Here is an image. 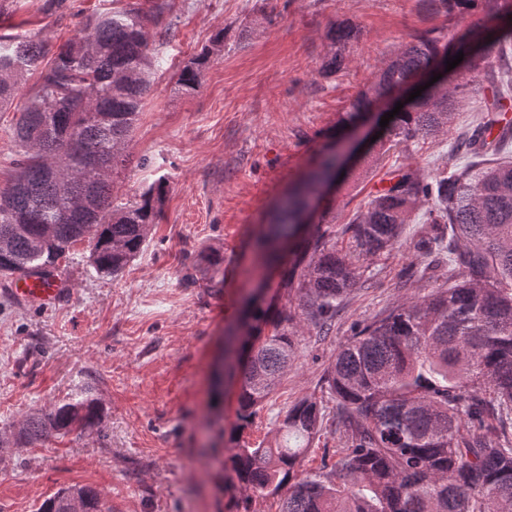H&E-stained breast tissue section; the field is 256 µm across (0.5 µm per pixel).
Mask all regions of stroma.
Listing matches in <instances>:
<instances>
[{
  "mask_svg": "<svg viewBox=\"0 0 512 512\" xmlns=\"http://www.w3.org/2000/svg\"><path fill=\"white\" fill-rule=\"evenodd\" d=\"M150 11L155 0H0V33L58 47L111 7ZM359 35L336 74L327 33L338 23ZM484 23L482 13L434 16L425 0H166L150 44L163 58L144 98L131 162L115 180L118 201L157 178L167 193L144 250L116 276L96 274L86 242L55 269L66 291L45 307L19 300L0 275V512H39L59 489L88 486L112 512H276L273 498L225 489L222 466L236 423V390L213 405L224 334L254 286L253 242L279 200L336 143V120L377 68L410 35L446 37ZM224 30L199 88L182 91V66ZM448 169V138L421 141L373 166L356 162L340 191L313 208V223L345 224L388 171ZM406 225L398 244L374 256L367 287L354 288L332 336L299 337L294 366L245 431L272 437L280 410L320 396V381L354 323L420 295L405 281L415 262ZM224 259L214 289L207 257ZM99 422L82 433L34 445L17 440L26 416L84 398Z\"/></svg>",
  "mask_w": 512,
  "mask_h": 512,
  "instance_id": "stroma-1",
  "label": "stroma"
}]
</instances>
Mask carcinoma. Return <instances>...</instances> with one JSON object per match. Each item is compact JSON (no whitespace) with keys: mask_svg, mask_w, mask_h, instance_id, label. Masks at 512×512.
I'll return each mask as SVG.
<instances>
[{"mask_svg":"<svg viewBox=\"0 0 512 512\" xmlns=\"http://www.w3.org/2000/svg\"><path fill=\"white\" fill-rule=\"evenodd\" d=\"M437 13L464 14L482 5L488 26L452 43L434 27L411 36L377 69L373 81L338 121L346 125L378 99L414 91L411 81L440 74L377 132L369 154L387 152L448 131L476 77L465 63L438 67L458 53H480L482 80L496 100L512 96V12L502 0H430ZM153 11L106 10L56 50L30 37L0 35V108L12 104L26 74L39 81L19 109L15 177L0 188V274L45 277L78 242L102 276L120 272L144 248L167 192L158 179L134 199L114 203V176L130 162L136 114L151 87L158 56L150 48ZM358 37L347 22L330 29L325 71L342 68ZM224 31L180 70L179 85L196 90ZM497 113L448 145L459 163L435 176L401 166L369 195L349 222L301 219L330 171L345 163L327 153L288 193L274 222L257 238L256 270L281 269L285 302L272 306L256 290L241 302L246 356L227 335L225 372L237 383V424L231 430L230 484L277 499V512H512V135L489 142ZM96 153L98 168L83 164ZM424 210L415 243L418 282L443 283L354 329L322 378L327 399L304 398L277 415L276 435L258 442L242 434L269 401L295 360L302 326L317 336L336 327L343 301L369 280L372 257L399 243L404 226ZM347 437L336 461L303 469L327 422ZM92 401L65 403L47 416L29 415L19 437L31 445L49 432L65 436L96 424ZM78 496L83 512H111L90 487L48 498L40 512H68Z\"/></svg>","mask_w":512,"mask_h":512,"instance_id":"1","label":"carcinoma"}]
</instances>
